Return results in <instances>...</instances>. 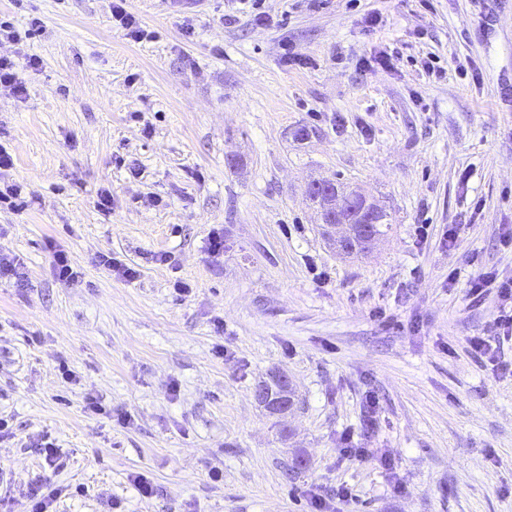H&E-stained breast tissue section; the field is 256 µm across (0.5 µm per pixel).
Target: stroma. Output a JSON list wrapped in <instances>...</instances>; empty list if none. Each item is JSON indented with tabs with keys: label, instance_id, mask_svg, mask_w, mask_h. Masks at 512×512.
I'll return each mask as SVG.
<instances>
[{
	"label": "stroma",
	"instance_id": "1",
	"mask_svg": "<svg viewBox=\"0 0 512 512\" xmlns=\"http://www.w3.org/2000/svg\"><path fill=\"white\" fill-rule=\"evenodd\" d=\"M127 8L153 39L123 36L108 0H0L17 28L44 21L0 42L42 61L24 100L0 97L30 202L0 210L25 267L0 280V512L46 476L54 512H311L341 484L338 512H512V341L472 352L500 301L466 288L512 277V0H262L263 26L250 0ZM322 178L390 213L368 254L324 234L305 193ZM57 247L79 283L55 279ZM275 372L298 397L284 417L253 398ZM347 436L393 471L343 457Z\"/></svg>",
	"mask_w": 512,
	"mask_h": 512
}]
</instances>
